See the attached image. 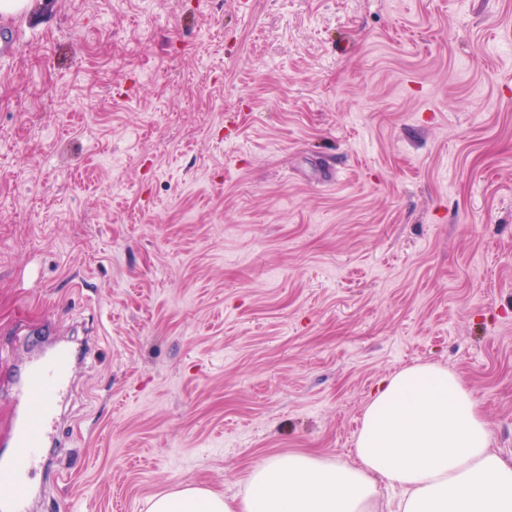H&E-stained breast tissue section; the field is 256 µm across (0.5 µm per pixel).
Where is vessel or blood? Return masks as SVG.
<instances>
[{
  "label": "vessel or blood",
  "instance_id": "1",
  "mask_svg": "<svg viewBox=\"0 0 512 512\" xmlns=\"http://www.w3.org/2000/svg\"><path fill=\"white\" fill-rule=\"evenodd\" d=\"M72 354L60 346L31 361L20 376L13 430L0 450V512H25L30 478L44 466L43 448L57 427V410L70 391Z\"/></svg>",
  "mask_w": 512,
  "mask_h": 512
}]
</instances>
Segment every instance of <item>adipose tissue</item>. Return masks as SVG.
<instances>
[{
	"mask_svg": "<svg viewBox=\"0 0 512 512\" xmlns=\"http://www.w3.org/2000/svg\"><path fill=\"white\" fill-rule=\"evenodd\" d=\"M348 464L314 453L277 454L254 465L229 501L188 486L153 497L147 512H512V462L491 446L472 393L453 371L430 363L385 378L365 408Z\"/></svg>",
	"mask_w": 512,
	"mask_h": 512,
	"instance_id": "ef3b65f1",
	"label": "adipose tissue"
}]
</instances>
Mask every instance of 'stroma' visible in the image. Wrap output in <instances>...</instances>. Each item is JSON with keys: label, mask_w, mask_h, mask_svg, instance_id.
<instances>
[{"label": "stroma", "mask_w": 512, "mask_h": 512, "mask_svg": "<svg viewBox=\"0 0 512 512\" xmlns=\"http://www.w3.org/2000/svg\"><path fill=\"white\" fill-rule=\"evenodd\" d=\"M1 45L0 441L88 345L28 512L353 463L420 363L512 460V0H32Z\"/></svg>", "instance_id": "stroma-1"}]
</instances>
